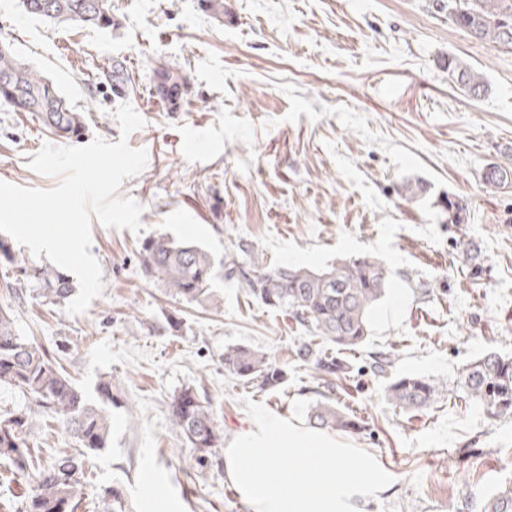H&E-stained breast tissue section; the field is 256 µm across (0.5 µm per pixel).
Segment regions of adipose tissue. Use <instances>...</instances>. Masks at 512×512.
<instances>
[{
  "instance_id": "adipose-tissue-1",
  "label": "adipose tissue",
  "mask_w": 512,
  "mask_h": 512,
  "mask_svg": "<svg viewBox=\"0 0 512 512\" xmlns=\"http://www.w3.org/2000/svg\"><path fill=\"white\" fill-rule=\"evenodd\" d=\"M291 460L281 472L282 460ZM224 478L248 512H355L387 484L381 467L298 422L257 415L224 451Z\"/></svg>"
}]
</instances>
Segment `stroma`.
Returning <instances> with one entry per match:
<instances>
[{
    "label": "stroma",
    "mask_w": 512,
    "mask_h": 512,
    "mask_svg": "<svg viewBox=\"0 0 512 512\" xmlns=\"http://www.w3.org/2000/svg\"><path fill=\"white\" fill-rule=\"evenodd\" d=\"M117 27L53 24L0 0V43L51 78L84 112L76 139L115 143L111 111L130 103L145 124L125 138L148 152L118 194L145 208L140 234L93 223L91 254L104 291L67 315L42 304L19 262L47 264L10 242L0 256V305L17 332L43 346L91 400L112 384L107 448L89 453L78 512H102L104 488H122L130 512H146L145 478L159 512H247L216 466L258 412L308 423L325 382L297 361L304 343L346 360L333 379L337 407L361 423L340 446L372 456L390 482L367 512H481L494 486L512 480V416L489 418L458 384L460 370L494 352L512 359V188L483 180L487 164H512V50L458 29L442 0H224L216 22L199 0H112ZM457 56L482 75L470 99L444 66ZM179 67L188 92L171 108L151 92L155 63ZM121 66L131 85L115 91ZM51 135L0 101V181L50 189L29 167ZM422 184L412 196L405 185ZM464 204L448 223L444 196ZM155 235L213 256V299L177 302L145 275L142 246ZM272 264L322 269L369 254L392 276L371 312L370 334L338 351L290 314L263 306L223 266L238 245ZM181 318L170 329L169 315ZM265 353L287 374L260 388L224 370V349ZM392 364L377 372L373 357ZM412 373L443 386L417 415L395 410L385 388ZM210 404L223 444L199 467L169 421L184 387Z\"/></svg>",
    "instance_id": "stroma-1"
}]
</instances>
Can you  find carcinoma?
Segmentation results:
<instances>
[{"mask_svg":"<svg viewBox=\"0 0 512 512\" xmlns=\"http://www.w3.org/2000/svg\"><path fill=\"white\" fill-rule=\"evenodd\" d=\"M28 3L24 12L37 19L62 24L81 22L109 28L115 25L112 0H51L53 14L39 12L43 0H19ZM201 9L217 22L224 21V0H199ZM448 16L471 37L495 46L512 49V0H448ZM448 78L468 98L487 92L483 77L460 59L450 56L446 62ZM155 96L173 108L181 106L187 91V78L181 69L166 64L153 67ZM21 98V111L34 116L60 139L80 135L83 116L73 109L58 86L40 71L22 60L13 48L0 47V99ZM485 183L495 189L512 185V166L492 163L484 171ZM142 266L146 275L169 288L172 296L186 303L210 299L213 271L211 256L201 247L157 237L142 248ZM26 276L40 284L44 300L58 305L73 292V281L57 268L27 266ZM239 273L250 292L265 306L292 315L313 335L350 350L369 336L370 312L384 294L391 271L379 260L363 255L336 262L322 270L305 266H273L262 254L249 259L248 270L231 260L227 276ZM297 357L311 362L326 375L348 372L349 363L322 356L309 345L297 350ZM224 370L246 383L257 381L276 388L286 381L285 371L264 353L245 346L224 348ZM460 382L471 399L488 417L497 419L512 414V360L487 353L462 369ZM0 386L11 387L27 395L33 407L24 412L0 413V460L8 462L12 474L30 482L23 494L20 512H76L85 500L86 485L81 458L67 454L42 461L31 450L32 429L41 422L60 420L71 435L88 451L107 447L112 423L106 410L89 400L50 359L47 352L16 333L10 310L0 307ZM386 398L404 413L421 411L431 405L439 393L434 378L401 374L385 390ZM312 408L314 424L349 432L357 423L332 404L331 393H319ZM169 419L187 443L201 454L221 444L214 415L199 394L186 387L171 398ZM103 512H126L122 490L106 488L101 494ZM482 512H512V482L489 493Z\"/></svg>","mask_w":512,"mask_h":512,"instance_id":"obj_1","label":"carcinoma"}]
</instances>
